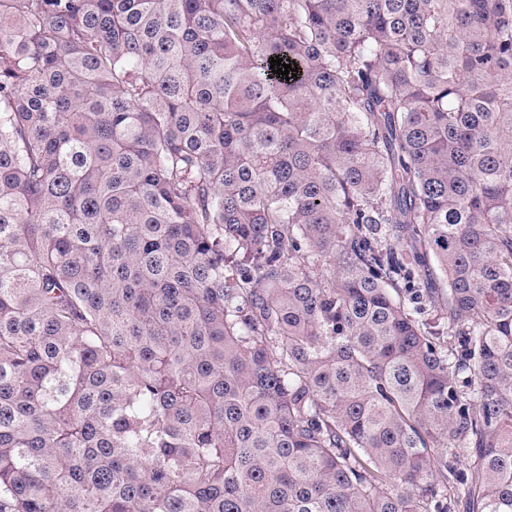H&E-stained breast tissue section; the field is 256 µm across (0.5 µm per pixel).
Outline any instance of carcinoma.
Returning a JSON list of instances; mask_svg holds the SVG:
<instances>
[{
    "mask_svg": "<svg viewBox=\"0 0 512 512\" xmlns=\"http://www.w3.org/2000/svg\"><path fill=\"white\" fill-rule=\"evenodd\" d=\"M0 512H512V0H0Z\"/></svg>",
    "mask_w": 512,
    "mask_h": 512,
    "instance_id": "obj_1",
    "label": "carcinoma"
}]
</instances>
